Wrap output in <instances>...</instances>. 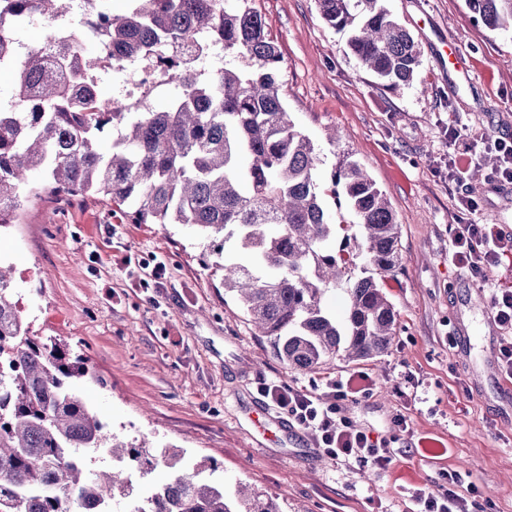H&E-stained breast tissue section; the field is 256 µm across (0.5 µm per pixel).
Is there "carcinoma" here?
<instances>
[{
  "mask_svg": "<svg viewBox=\"0 0 512 512\" xmlns=\"http://www.w3.org/2000/svg\"><path fill=\"white\" fill-rule=\"evenodd\" d=\"M58 0H0V15L31 14L48 33L60 17ZM86 0L84 24L99 27V46L112 66L160 55L198 33L238 57V69L202 76L185 56L162 60V81H176L178 101L147 104L151 91L115 112L100 104L97 80L83 69L88 57L73 30L63 34L62 56L49 59L38 46L16 55L13 106L0 109V227L18 221V190L34 173L41 189L60 199L90 192L125 207L134 224H187L205 236L229 227L248 260L216 263L223 285L237 294L249 321L274 339L287 368L312 371L343 352L356 361L387 353L395 311L378 279L401 260L400 230L390 202L355 161L331 174L341 188L359 235L339 251L324 248L336 237L319 190L313 142L296 129L280 95L283 58L251 6L236 0H125L120 14ZM327 24L354 27L350 48L363 68L387 86L413 80L420 65L414 36L379 0H316ZM490 30L512 29V0H467ZM116 130L109 150L98 138ZM488 156L469 177L478 191ZM368 264L352 271L351 252ZM13 266L0 265V512H112L120 497L129 512H282L276 498L240 486L232 496L207 482L216 469L204 458L184 468V453L149 440L127 444L112 435L83 399L79 383L95 377L89 358L52 337H36L21 316ZM349 297L344 320L322 306L329 287ZM127 461L104 472L86 466L99 449ZM163 465L169 482L141 498L133 472Z\"/></svg>",
  "mask_w": 512,
  "mask_h": 512,
  "instance_id": "carcinoma-1",
  "label": "carcinoma"
}]
</instances>
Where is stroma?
<instances>
[{
    "label": "stroma",
    "mask_w": 512,
    "mask_h": 512,
    "mask_svg": "<svg viewBox=\"0 0 512 512\" xmlns=\"http://www.w3.org/2000/svg\"><path fill=\"white\" fill-rule=\"evenodd\" d=\"M381 3L419 44L411 83L388 87L364 69L349 32L328 25L316 0L252 5L282 53L281 98L315 145L322 186L351 157L395 213L402 263L380 281L396 313L388 353L285 369L214 267L218 255H237L236 236L134 224L100 194L63 201L21 191L19 222L0 228V258L14 267L33 333L90 357L96 377L81 383L82 395L125 442L149 438L211 458L225 491L257 487L283 512H416L415 493L448 484L473 512H512V406L499 399L504 377L487 369L501 331L488 322L483 292L512 289V267L477 278L448 259L460 194L448 181V129L512 135V30H489L466 0ZM448 38L464 51L465 76L436 59ZM476 199L472 221L512 233V185H484ZM158 262L161 285L143 286ZM355 370L376 388L348 414L389 439L384 472L332 460L258 393L265 379L320 390ZM398 415L406 429L394 425ZM413 436L442 446L410 451Z\"/></svg>",
    "instance_id": "obj_1"
}]
</instances>
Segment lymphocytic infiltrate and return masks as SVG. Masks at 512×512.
<instances>
[{"instance_id":"obj_1","label":"lymphocytic infiltrate","mask_w":512,"mask_h":512,"mask_svg":"<svg viewBox=\"0 0 512 512\" xmlns=\"http://www.w3.org/2000/svg\"><path fill=\"white\" fill-rule=\"evenodd\" d=\"M448 141L454 147L448 156L449 181L463 182L469 165L478 158V149L494 153L497 163L486 174L488 183L512 184V138L481 136L479 144L465 143L456 127H449ZM450 259L455 267L480 275L512 261V234L498 224H458L452 230ZM485 299L502 331L498 348V368L512 379V289L487 288ZM375 386L365 371L327 380L324 391L299 388L280 380L263 381L259 390L298 426L313 432L318 447L336 460L353 459L385 470L393 461L390 442L383 435L357 425L347 414L348 402L368 397Z\"/></svg>"}]
</instances>
